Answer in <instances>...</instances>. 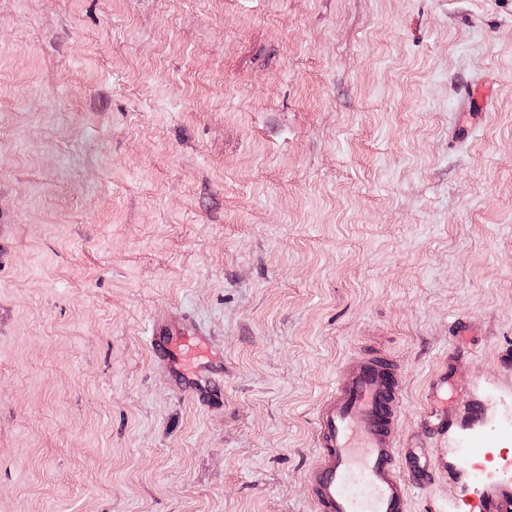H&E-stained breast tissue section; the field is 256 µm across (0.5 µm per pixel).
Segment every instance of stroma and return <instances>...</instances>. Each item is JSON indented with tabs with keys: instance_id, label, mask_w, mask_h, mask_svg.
<instances>
[{
	"instance_id": "obj_1",
	"label": "stroma",
	"mask_w": 512,
	"mask_h": 512,
	"mask_svg": "<svg viewBox=\"0 0 512 512\" xmlns=\"http://www.w3.org/2000/svg\"><path fill=\"white\" fill-rule=\"evenodd\" d=\"M185 313L220 403L152 356ZM368 350L403 438L452 364L410 512L512 494V0H0V512H313ZM429 398L432 407L437 409L435 415L427 422L425 435L427 437L445 434L453 424L452 416L455 412L453 408L448 409V368L432 384Z\"/></svg>"
}]
</instances>
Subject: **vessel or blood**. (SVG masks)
<instances>
[{"label": "vessel or blood", "instance_id": "obj_1", "mask_svg": "<svg viewBox=\"0 0 512 512\" xmlns=\"http://www.w3.org/2000/svg\"><path fill=\"white\" fill-rule=\"evenodd\" d=\"M154 359L172 372L182 392L206 398L199 374L223 379L224 359L209 354L208 333L192 320L155 319L150 330ZM402 378L396 363L367 353L344 364L335 387L316 411L317 454L305 473L315 512H409L408 484L435 478L432 466L396 441ZM448 378L430 389L435 409L426 435L447 433L453 424Z\"/></svg>", "mask_w": 512, "mask_h": 512}]
</instances>
